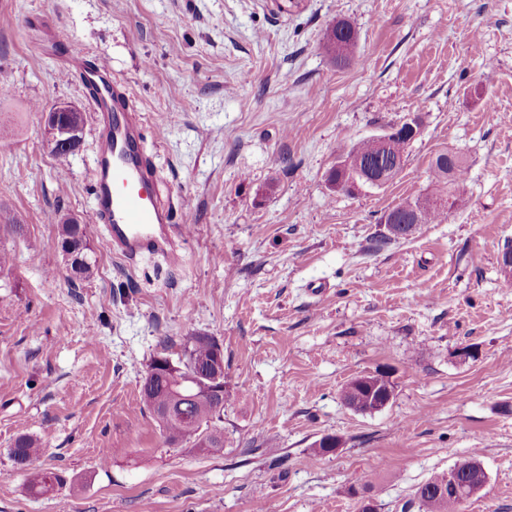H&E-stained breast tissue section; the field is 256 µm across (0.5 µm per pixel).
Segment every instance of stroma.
<instances>
[{"label":"stroma","instance_id":"35a3bbf8","mask_svg":"<svg viewBox=\"0 0 512 512\" xmlns=\"http://www.w3.org/2000/svg\"><path fill=\"white\" fill-rule=\"evenodd\" d=\"M0 0V512H418V487L471 459L459 512H512V0ZM357 35L336 65L324 34ZM108 62L191 234L183 260L112 254L91 219L95 132L68 57ZM84 117L58 160L42 113ZM417 117L387 186L333 190L358 141ZM466 178L444 220L382 250L384 216L422 199L442 152ZM86 226L74 277L57 221ZM20 225L17 233L9 225ZM224 350V450L171 447L140 390L189 337ZM471 346L476 358L458 356ZM387 372L372 414L341 392ZM36 438L28 492L11 446ZM342 445L320 454V438Z\"/></svg>","mask_w":512,"mask_h":512}]
</instances>
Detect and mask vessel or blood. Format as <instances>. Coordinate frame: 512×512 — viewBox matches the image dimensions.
Wrapping results in <instances>:
<instances>
[{"label":"vessel or blood","mask_w":512,"mask_h":512,"mask_svg":"<svg viewBox=\"0 0 512 512\" xmlns=\"http://www.w3.org/2000/svg\"><path fill=\"white\" fill-rule=\"evenodd\" d=\"M67 72L92 89L98 115L92 159V221L104 225L108 245L133 260L149 252L171 255L173 210L157 197V175L141 150L140 116L112 80L109 65L71 58Z\"/></svg>","instance_id":"vessel-or-blood-1"}]
</instances>
